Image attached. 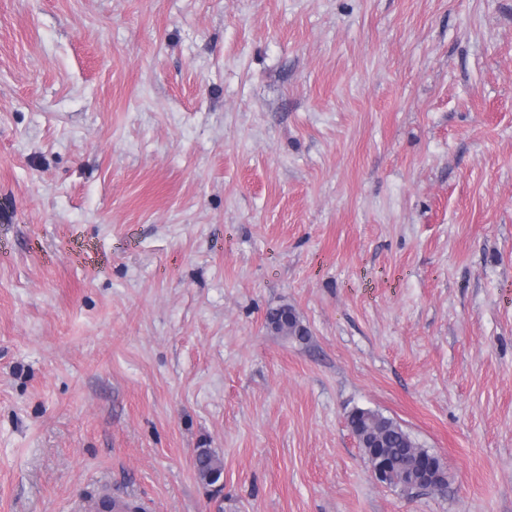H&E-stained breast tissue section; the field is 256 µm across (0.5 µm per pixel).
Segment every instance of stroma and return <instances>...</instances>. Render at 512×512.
<instances>
[{
    "label": "stroma",
    "mask_w": 512,
    "mask_h": 512,
    "mask_svg": "<svg viewBox=\"0 0 512 512\" xmlns=\"http://www.w3.org/2000/svg\"><path fill=\"white\" fill-rule=\"evenodd\" d=\"M103 490L512 512V0H0V512ZM285 313L288 314V322L282 324L279 322V317ZM268 321L271 324L280 325L277 328V331L286 336H294L299 339H304L308 334L306 328L301 324L297 314L292 308H288V306L281 307L270 312L268 315ZM347 423L352 433L357 437L366 461L370 448L363 447L364 443L369 444L371 441L379 439L384 445L380 449L387 456L390 469L387 470L382 455H372L370 470L376 480L384 483L389 472L386 481L388 485L398 488L402 492L411 490V487L398 480L394 481L393 477L398 478L404 472H407L415 462L431 453L424 448H419L410 434L400 424L381 413L356 409L347 415ZM196 467L199 477L202 480L206 482L208 481L210 483L214 476H220L223 469V464L216 455L211 453L208 449L203 448L197 454ZM220 477L215 478L212 483L217 482Z\"/></svg>",
    "instance_id": "stroma-1"
}]
</instances>
